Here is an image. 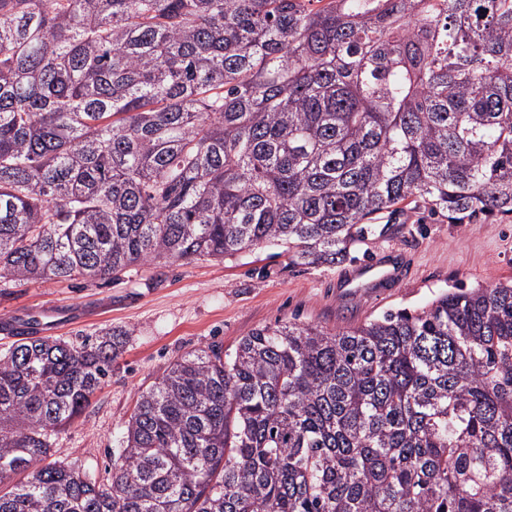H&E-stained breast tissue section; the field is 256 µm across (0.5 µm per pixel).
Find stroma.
I'll use <instances>...</instances> for the list:
<instances>
[{
    "label": "stroma",
    "instance_id": "stroma-1",
    "mask_svg": "<svg viewBox=\"0 0 512 512\" xmlns=\"http://www.w3.org/2000/svg\"><path fill=\"white\" fill-rule=\"evenodd\" d=\"M397 250L412 275L368 296L338 284L345 270ZM512 280V216L452 224L447 214L410 204L384 214L337 264L291 266L264 244L237 260L206 257L128 267L118 278L67 281L0 279V319L44 308L70 311L55 334L81 343L107 331L124 337L112 374L83 414L53 436L47 460L108 482L136 400L177 358L211 347L234 350L250 330L311 323L338 330L400 309L422 308L444 291Z\"/></svg>",
    "mask_w": 512,
    "mask_h": 512
}]
</instances>
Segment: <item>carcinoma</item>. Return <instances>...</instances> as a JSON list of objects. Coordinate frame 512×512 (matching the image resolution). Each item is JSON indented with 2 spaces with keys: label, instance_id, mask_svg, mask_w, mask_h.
<instances>
[{
  "label": "carcinoma",
  "instance_id": "cac0c4a2",
  "mask_svg": "<svg viewBox=\"0 0 512 512\" xmlns=\"http://www.w3.org/2000/svg\"><path fill=\"white\" fill-rule=\"evenodd\" d=\"M408 201L512 215V0H0L1 279L334 264ZM120 354L0 353V512H512V281L180 357L101 484L46 455Z\"/></svg>",
  "mask_w": 512,
  "mask_h": 512
}]
</instances>
